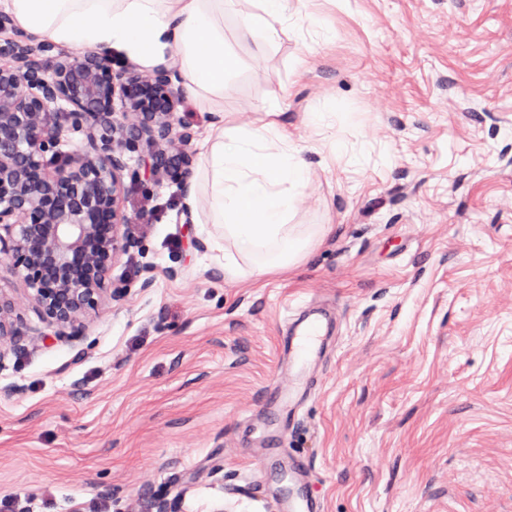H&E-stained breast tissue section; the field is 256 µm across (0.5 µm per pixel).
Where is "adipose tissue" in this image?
<instances>
[{"label":"adipose tissue","mask_w":512,"mask_h":512,"mask_svg":"<svg viewBox=\"0 0 512 512\" xmlns=\"http://www.w3.org/2000/svg\"><path fill=\"white\" fill-rule=\"evenodd\" d=\"M30 41L52 40L63 48L111 54L143 69L166 63L178 52L182 86L189 98L224 91L235 59L224 47V0H0ZM259 13L241 14L237 28L258 49L281 38L293 0H259ZM195 187L184 199L198 213L207 199V221L224 228L237 250L224 255V275L245 276L238 254L263 257L269 274L303 262L328 233L327 225L300 231L290 216L311 165L293 147L285 129L271 120L243 130L216 110L201 142Z\"/></svg>","instance_id":"ef3b65f1"}]
</instances>
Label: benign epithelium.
<instances>
[{
	"mask_svg": "<svg viewBox=\"0 0 512 512\" xmlns=\"http://www.w3.org/2000/svg\"><path fill=\"white\" fill-rule=\"evenodd\" d=\"M178 80L168 65L143 75L33 43L0 12V268L23 283L0 290V346H20L28 305L51 335L76 337L112 298V265L135 244L123 206L131 158L133 179L187 191L194 133L176 116ZM68 133L84 136L77 157L60 150Z\"/></svg>",
	"mask_w": 512,
	"mask_h": 512,
	"instance_id": "benign-epithelium-1",
	"label": "benign epithelium"
}]
</instances>
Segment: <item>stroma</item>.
<instances>
[{
    "label": "stroma",
    "mask_w": 512,
    "mask_h": 512,
    "mask_svg": "<svg viewBox=\"0 0 512 512\" xmlns=\"http://www.w3.org/2000/svg\"><path fill=\"white\" fill-rule=\"evenodd\" d=\"M214 109L271 104L316 162L291 221L333 230L284 275L230 280L177 186L127 181L136 247L83 336L0 357V497L28 512H272L290 484L273 386L309 303L339 316L291 436L325 512H512V0H299ZM321 114L315 124L311 114ZM153 286L142 290L145 277ZM263 476L270 493L252 492Z\"/></svg>",
    "instance_id": "obj_1"
}]
</instances>
